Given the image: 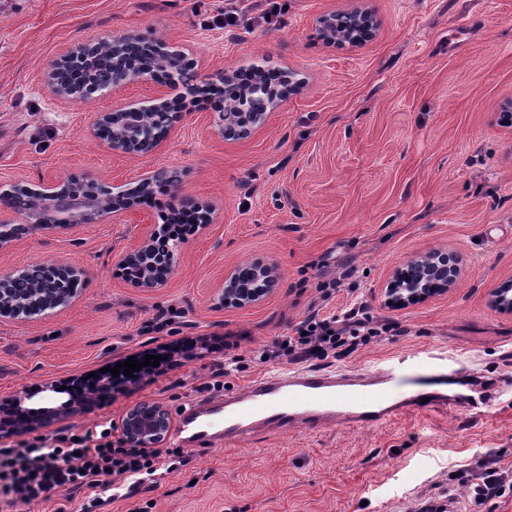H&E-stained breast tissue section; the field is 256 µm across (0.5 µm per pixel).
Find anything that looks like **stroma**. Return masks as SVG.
I'll return each instance as SVG.
<instances>
[{"instance_id": "1", "label": "stroma", "mask_w": 512, "mask_h": 512, "mask_svg": "<svg viewBox=\"0 0 512 512\" xmlns=\"http://www.w3.org/2000/svg\"><path fill=\"white\" fill-rule=\"evenodd\" d=\"M285 2L276 24L253 0L228 27L224 0H0V187L94 177L121 190L159 169L182 175L180 189L154 186L144 223L48 225L0 250V273L59 263L80 274L69 306L0 320V402L24 396L43 407L51 384L172 348L171 364L35 433L117 423L145 401L174 416L211 397V373L228 357L237 359L223 378L228 390L295 367L289 356L263 366L252 356L310 311L357 302L390 330L362 337L329 366L444 351L464 380L497 386L498 403L481 417L457 405L368 429L335 423L184 448L153 489L90 512H409L419 499L467 498L458 475L486 459L512 467V386L503 384L512 378V312L489 303L512 278V130L497 122L512 101V0ZM360 7L380 22L373 40L340 47L319 37L320 14ZM127 34L182 48L201 83L267 59L306 85L249 138L224 140L211 105L188 98L158 150L119 154L91 136L96 116L150 106L161 85L134 81L79 101L51 95L45 74L79 44ZM188 197L215 209V224L187 236L165 287H133L121 254L143 228L160 229L162 208ZM436 249L459 258L455 285L387 307L382 290L395 268ZM257 262L275 266L274 293L249 307L224 303L225 273ZM336 275L339 291L322 300L318 282ZM162 310L174 318L159 330Z\"/></svg>"}]
</instances>
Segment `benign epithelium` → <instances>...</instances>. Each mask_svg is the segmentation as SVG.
Wrapping results in <instances>:
<instances>
[{
	"label": "benign epithelium",
	"instance_id": "benign-epithelium-1",
	"mask_svg": "<svg viewBox=\"0 0 512 512\" xmlns=\"http://www.w3.org/2000/svg\"><path fill=\"white\" fill-rule=\"evenodd\" d=\"M319 35L324 39L339 44L361 45L372 40L377 31L378 23L375 13L367 8L352 10H331L322 13L316 19ZM348 27L358 29L362 37L354 38L349 32L343 37L336 38V29ZM133 40L129 35L110 39H103L101 43L112 47L114 53L112 89L116 90L134 80H150L152 76L144 71L142 64L135 57L121 53L122 46ZM158 53L164 60L168 70L165 85L171 89L184 88L191 94H198L208 90H216L223 95H232L236 98L238 117L226 118L224 105L217 107L218 121L215 132L227 140H238L249 137L262 128L269 120L272 112L277 110L288 98L298 93L306 84V78L294 70L276 68L263 60L250 66L257 85L261 89L253 94L245 88L239 87L237 69H224L217 73L216 78L203 84L193 83L185 85L180 81V71L187 61L183 51L177 50L162 42L157 47ZM74 52L66 53L56 59L49 67L46 83L51 94L63 98L66 89L58 78L60 71L68 64ZM152 108L162 113L167 119V128L171 129L180 123L185 113L172 105V100L162 94ZM133 112L128 106H117L109 112H102L92 125V135L100 137L103 126L117 124L125 114ZM161 144V136L153 129L145 127L140 130L138 137L128 135L115 136L108 141L113 151L121 154L145 155L154 152ZM164 183L177 190L180 187V177L177 172L170 171L163 178L150 173L141 178L138 185L127 191L111 194L104 184L89 179L84 186L94 193H103L112 196V208L107 210L112 217L121 220L127 216L140 213V201L156 183ZM101 208L89 211L84 217V223L93 224L107 212ZM45 226V221L34 214L25 219L22 224H5L0 227V249L8 247L13 241L31 234ZM157 232L149 231L136 246L126 251L122 257L124 265H138L144 269L140 277L133 280L136 288H161L167 282V273L174 268L182 250V243L174 242L160 246L156 243ZM460 269L454 254L437 250L428 255L411 260L397 267L386 288L383 289L384 303L390 308L399 309L415 304L435 295L448 291L457 280ZM19 272L12 271L0 274V318L30 319L46 311V308L37 305H18L11 297L8 283L14 280ZM66 284L62 288L63 294L51 305L57 308L66 305L74 297L78 281L77 271L68 267L63 270ZM277 278L274 268L270 265L252 270L248 281L244 282L239 276L238 269H233L224 276L223 300L233 302L238 306H251L261 302L274 289ZM491 304L500 310H512V279L502 282L491 292ZM152 412L149 414L137 413V408L130 409L120 420L119 429L123 441L130 448H154L168 437L172 429L171 416L162 405L151 404ZM88 397L76 392L68 393V399L56 407L42 409L45 418L51 420L55 417L81 414L89 410Z\"/></svg>",
	"mask_w": 512,
	"mask_h": 512
}]
</instances>
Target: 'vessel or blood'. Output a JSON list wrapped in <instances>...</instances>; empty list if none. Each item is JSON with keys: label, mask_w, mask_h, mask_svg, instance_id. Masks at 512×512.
Listing matches in <instances>:
<instances>
[{"label": "vessel or blood", "mask_w": 512, "mask_h": 512, "mask_svg": "<svg viewBox=\"0 0 512 512\" xmlns=\"http://www.w3.org/2000/svg\"><path fill=\"white\" fill-rule=\"evenodd\" d=\"M458 374L446 353L425 359L400 357L373 370L300 367L258 377L184 406L174 436L182 448H214L261 431L288 433L333 422L363 429L395 420L405 403L395 389L407 386L422 411L447 404L448 385Z\"/></svg>", "instance_id": "obj_1"}]
</instances>
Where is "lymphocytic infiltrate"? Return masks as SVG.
I'll return each mask as SVG.
<instances>
[{"mask_svg":"<svg viewBox=\"0 0 512 512\" xmlns=\"http://www.w3.org/2000/svg\"><path fill=\"white\" fill-rule=\"evenodd\" d=\"M370 323L368 315L349 308L339 315L308 314L273 348L257 351L255 358L265 364L293 357L325 358L336 350L351 347ZM111 423L46 438L37 436L0 447V503H31L49 499L55 490L78 491L102 486L104 477L122 479L129 492L142 489L148 476L163 462L161 450L129 448L112 440ZM512 475L501 470L496 460L483 464L474 474H465L462 484L478 504L502 497Z\"/></svg>","mask_w":512,"mask_h":512,"instance_id":"obj_1","label":"lymphocytic infiltrate"}]
</instances>
